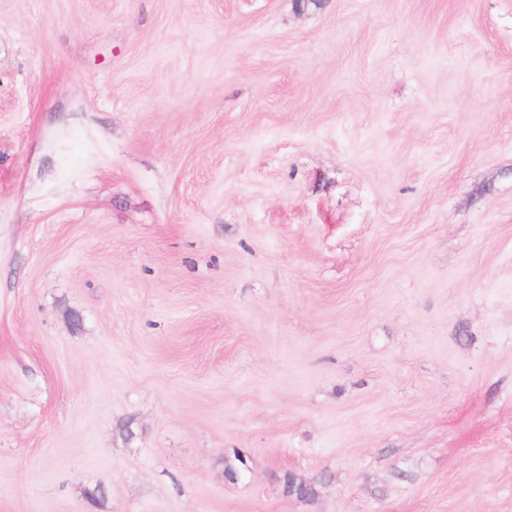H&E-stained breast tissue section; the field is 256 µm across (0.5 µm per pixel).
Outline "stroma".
Masks as SVG:
<instances>
[{
    "label": "stroma",
    "instance_id": "35a3bbf8",
    "mask_svg": "<svg viewBox=\"0 0 512 512\" xmlns=\"http://www.w3.org/2000/svg\"><path fill=\"white\" fill-rule=\"evenodd\" d=\"M0 512H512V0H0Z\"/></svg>",
    "mask_w": 512,
    "mask_h": 512
}]
</instances>
